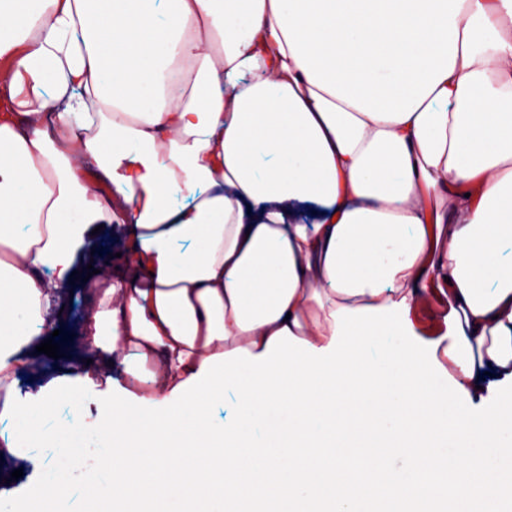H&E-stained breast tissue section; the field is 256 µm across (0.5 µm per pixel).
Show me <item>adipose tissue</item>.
<instances>
[{
	"label": "adipose tissue",
	"mask_w": 512,
	"mask_h": 512,
	"mask_svg": "<svg viewBox=\"0 0 512 512\" xmlns=\"http://www.w3.org/2000/svg\"><path fill=\"white\" fill-rule=\"evenodd\" d=\"M3 57L0 406L97 224L82 345L150 402L401 301L512 376V0H0Z\"/></svg>",
	"instance_id": "1"
}]
</instances>
